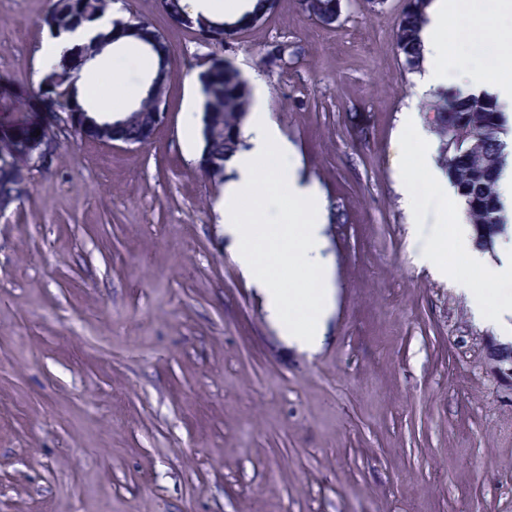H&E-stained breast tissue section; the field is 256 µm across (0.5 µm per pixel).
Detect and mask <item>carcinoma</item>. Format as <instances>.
I'll list each match as a JSON object with an SVG mask.
<instances>
[{
	"mask_svg": "<svg viewBox=\"0 0 512 512\" xmlns=\"http://www.w3.org/2000/svg\"><path fill=\"white\" fill-rule=\"evenodd\" d=\"M430 0H406L404 9L393 34L398 54L410 72L421 67V55L416 41L418 26ZM112 0H55L52 9L43 17L42 27L50 35L59 36L91 22L108 11ZM299 12L307 19L336 14L337 0H297ZM250 25V19L242 17L233 26L222 19L203 15L191 17L185 27L196 30L202 37L221 42ZM158 39L152 52L155 72L163 81H170L166 66L174 49L169 40L144 20L132 23L116 19L112 30L101 32L90 43L75 47L63 58L61 68L52 72L48 87L40 90L39 98L49 95L65 103V111L71 113L72 127L77 134H85L86 140L100 142L102 138L128 142L135 146L141 138L148 137L145 127L152 112L156 111L151 91H146L134 111L139 118L125 121L117 130L102 132L99 122L88 113L80 102L74 85V71L80 69L88 56L121 39L137 41ZM203 94L202 151L198 168L214 184L224 183L225 167L241 147V129L250 111L252 95L247 82L237 70L215 69L199 74ZM434 108L433 126L443 141L450 142L448 129L461 137L457 147H448L442 163L448 180L457 194L465 199L469 224L474 229L477 247L490 251L499 237L512 228L502 211L498 193V180L509 156L508 144L502 136L508 132L507 117L498 105L487 98L473 97L458 91L442 92ZM36 135V128L3 131L0 133V153L13 166L30 165L27 142Z\"/></svg>",
	"mask_w": 512,
	"mask_h": 512,
	"instance_id": "obj_1",
	"label": "carcinoma"
}]
</instances>
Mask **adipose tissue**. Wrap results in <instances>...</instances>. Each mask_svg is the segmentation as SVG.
Masks as SVG:
<instances>
[{
    "label": "adipose tissue",
    "instance_id": "obj_1",
    "mask_svg": "<svg viewBox=\"0 0 512 512\" xmlns=\"http://www.w3.org/2000/svg\"><path fill=\"white\" fill-rule=\"evenodd\" d=\"M489 9L478 13L464 12L461 0H430L425 22L419 29L423 66L418 75L416 93L425 96L451 82H459L465 93L493 98L503 112H512V34L499 43L496 74H489L465 49L450 51L452 28L459 23L481 26L495 31L499 18H512V0H488ZM109 19L85 25L49 41L42 51V67L52 70L66 50L88 42L99 31L109 29ZM246 133L249 149L237 152L229 163L234 179L224 187L220 205L225 231L236 237V261L244 276L260 289L269 318L283 335L299 348L313 351L323 338V322L328 308L325 288L326 269L320 258L321 229L325 220L324 201L319 192L303 184L297 170L283 163L269 175L270 194L288 201V209L270 224L262 241L241 234L242 206L254 193V178L259 162L269 157L285 159L292 151L287 138L271 119L263 85L253 88V103ZM429 145L431 134L416 109L401 116L400 130L392 147L403 163L400 167L401 188L410 190L417 181L429 183L433 190L448 195L452 188L447 177L435 164L430 153L406 163L409 141ZM439 248L424 249L419 261L437 272L448 273L460 283L475 310L486 321L498 325L503 333L512 334V240L502 242L499 261L488 266L476 253H468L465 264L445 269L437 260ZM300 268V276L291 288H282L268 262V255Z\"/></svg>",
    "mask_w": 512,
    "mask_h": 512
}]
</instances>
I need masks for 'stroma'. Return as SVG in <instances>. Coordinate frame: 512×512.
Segmentation results:
<instances>
[{"instance_id":"1","label":"stroma","mask_w":512,"mask_h":512,"mask_svg":"<svg viewBox=\"0 0 512 512\" xmlns=\"http://www.w3.org/2000/svg\"><path fill=\"white\" fill-rule=\"evenodd\" d=\"M53 0H0V131L37 118ZM339 20L278 0L216 43L159 0L177 76L144 146L52 135L0 211V512H512V377L494 324L420 265L448 205L392 141L416 99L394 41L404 0H341ZM286 44V63L267 53ZM263 80L301 175L326 201L331 306L313 353L280 335L234 260L184 143L201 62ZM243 209L261 239L265 185Z\"/></svg>"}]
</instances>
